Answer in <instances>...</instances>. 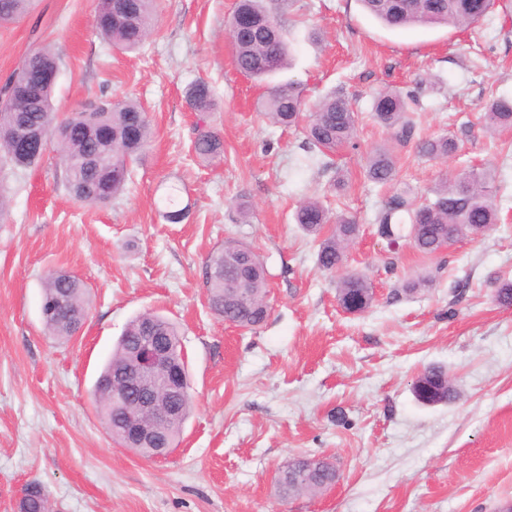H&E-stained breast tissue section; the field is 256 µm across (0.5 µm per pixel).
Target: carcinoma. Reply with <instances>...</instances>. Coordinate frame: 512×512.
Instances as JSON below:
<instances>
[{
  "mask_svg": "<svg viewBox=\"0 0 512 512\" xmlns=\"http://www.w3.org/2000/svg\"><path fill=\"white\" fill-rule=\"evenodd\" d=\"M362 8L388 28L448 25L469 26L488 12L492 0H359ZM292 0H237L228 24L235 50L237 69L246 76L264 80L288 65L289 49L281 17ZM31 0H0V28L24 15ZM156 0H100L92 19L93 31L120 51L142 48L156 25ZM58 69L56 55L47 47L31 50L9 76L31 90L21 105L6 87L0 88V165L30 168L37 165L54 139L59 147L60 166L66 188L79 203L108 206L125 189L131 167L148 146L152 132L149 120L136 101L130 98L103 100L87 108L65 114L54 105L55 83L44 75ZM188 104L199 112L210 109L212 90L203 82L192 84ZM413 95L381 90L373 97V118L397 142L412 136L413 125L407 116ZM258 108L273 124L302 127L307 152L328 157L337 149L356 148L358 115L350 101L331 93L320 100L312 112H303L301 97L293 84L280 83L268 88ZM485 128L489 131L512 127V99L492 98L485 106ZM197 154L216 158L224 154L221 135L206 129L195 140ZM418 154L429 160L446 159L457 150L456 141L447 136L426 138L417 145ZM396 156L388 148L372 151L366 158L365 176L375 184H392L397 175ZM493 170H462L441 181L434 198L420 205L410 199V190L400 188L390 195L376 217L388 244L409 238L418 252L436 256L448 239L459 240L478 229L497 223L498 209ZM407 215L409 235L396 217ZM295 221L318 243L317 263L325 271L343 267L346 248L356 240L359 224L349 216H338L331 230L330 216L317 198H307L296 208ZM207 302L210 310L224 321L253 330L270 315L268 276L259 256L246 244L227 240L213 250L204 267ZM246 288L247 304L237 306L226 300L229 282ZM338 300L361 312L374 300L372 284L359 273H346L337 285ZM42 323L45 333L65 342L81 332L89 314L85 285L64 270H52L42 281ZM155 328L172 346L171 365L187 372L186 353L178 326L156 312L133 318L112 349L93 392V408L112 440L126 445L127 412L135 403L133 392L123 393L112 386V378L123 372L137 350L146 325ZM415 397L426 404L446 403L455 398L453 384L440 367H428L412 384ZM192 399L172 410L164 425L166 441L176 447L190 414ZM18 512H50L40 484L31 482L23 490Z\"/></svg>",
  "mask_w": 512,
  "mask_h": 512,
  "instance_id": "1",
  "label": "carcinoma"
}]
</instances>
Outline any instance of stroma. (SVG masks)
Listing matches in <instances>:
<instances>
[{"mask_svg":"<svg viewBox=\"0 0 512 512\" xmlns=\"http://www.w3.org/2000/svg\"><path fill=\"white\" fill-rule=\"evenodd\" d=\"M236 0H159L144 50L124 53L96 36L97 0H34L0 29V84L39 46L55 52L54 104L62 111L130 97L153 129L125 191L105 207L72 200L47 149L38 165L5 174L9 218L0 223V512H18L26 484L46 489L54 512H507L512 507V307L494 278L512 281V128L485 133L489 99L512 97V0H494L468 27L389 31L358 0H295L284 22L290 65L277 74L306 103L343 93L358 114L357 147L311 158L300 131L268 122L264 88L241 74L224 24ZM214 106L193 110L196 80ZM384 88L414 92L415 140L395 145L371 116ZM224 154L199 157L200 127ZM453 137L445 161L417 140ZM392 144L397 185L431 197L446 171L496 168L500 221L427 257L390 248L376 217L392 187L364 176L367 155ZM396 185V186H397ZM189 216L171 223L169 195ZM354 217L360 234L346 269L372 284L360 314L336 299L337 275L294 220L303 198ZM252 205L242 224L237 200ZM250 245L270 275L271 313L250 331L207 306L204 262L225 240ZM64 270L89 289L79 336L44 332L45 274ZM432 276L407 296L404 280ZM146 311L183 334L194 407L178 446L145 458L114 442L90 390L127 324ZM443 367L458 396L426 405L418 374ZM332 461L335 483L282 497L291 458Z\"/></svg>","mask_w":512,"mask_h":512,"instance_id":"stroma-1","label":"stroma"}]
</instances>
